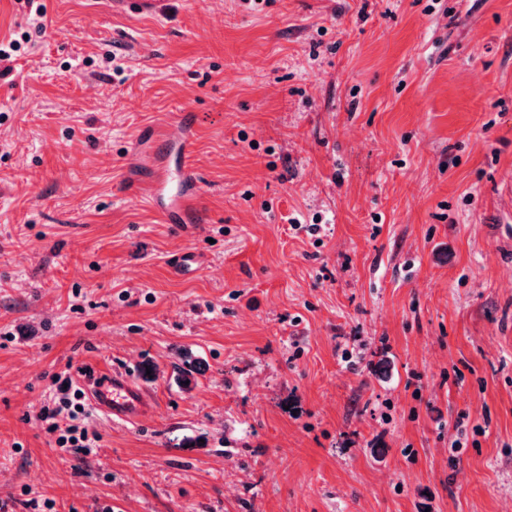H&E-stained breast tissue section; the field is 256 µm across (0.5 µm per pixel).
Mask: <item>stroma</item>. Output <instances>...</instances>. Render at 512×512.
<instances>
[{
  "instance_id": "obj_1",
  "label": "stroma",
  "mask_w": 512,
  "mask_h": 512,
  "mask_svg": "<svg viewBox=\"0 0 512 512\" xmlns=\"http://www.w3.org/2000/svg\"><path fill=\"white\" fill-rule=\"evenodd\" d=\"M154 2L0 0V512H506L512 0ZM173 114L199 224L128 191ZM90 365L154 409L86 455L37 415Z\"/></svg>"
}]
</instances>
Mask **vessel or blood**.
Returning a JSON list of instances; mask_svg holds the SVG:
<instances>
[{"label":"vessel or blood","mask_w":512,"mask_h":512,"mask_svg":"<svg viewBox=\"0 0 512 512\" xmlns=\"http://www.w3.org/2000/svg\"><path fill=\"white\" fill-rule=\"evenodd\" d=\"M164 134L166 142L162 145L152 129H142L139 134L133 160L151 171L139 188L145 193L147 205L165 223H198V177L188 164L193 142L184 119L176 118ZM75 379L93 408L114 422L134 424L153 410L149 395L134 383L127 370H82Z\"/></svg>","instance_id":"b4317fda"}]
</instances>
